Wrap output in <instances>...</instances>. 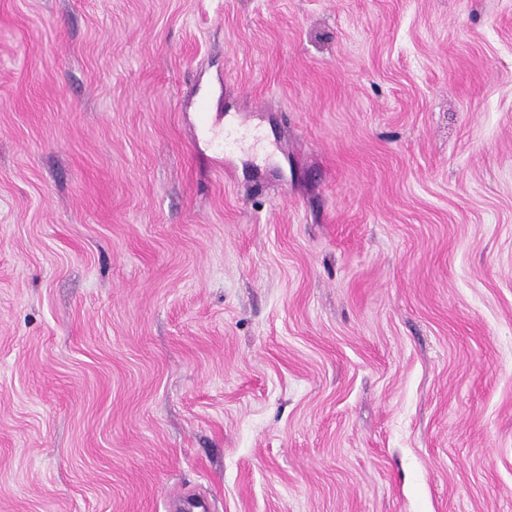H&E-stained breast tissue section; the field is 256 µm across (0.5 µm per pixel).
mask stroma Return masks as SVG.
Returning <instances> with one entry per match:
<instances>
[{
    "mask_svg": "<svg viewBox=\"0 0 512 512\" xmlns=\"http://www.w3.org/2000/svg\"><path fill=\"white\" fill-rule=\"evenodd\" d=\"M196 501L512 512V0H0V512Z\"/></svg>",
    "mask_w": 512,
    "mask_h": 512,
    "instance_id": "obj_1",
    "label": "stroma"
}]
</instances>
